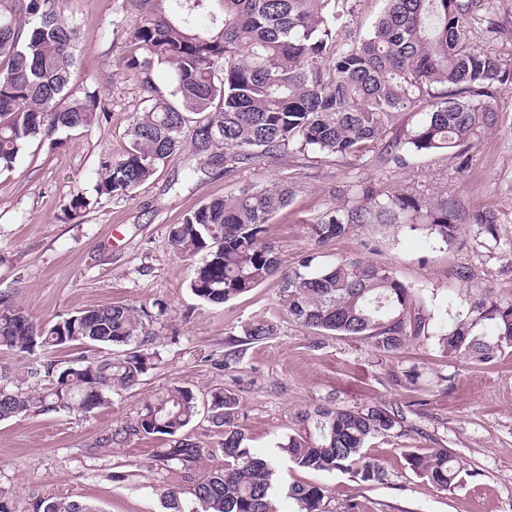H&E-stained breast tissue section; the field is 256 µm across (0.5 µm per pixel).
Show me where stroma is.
I'll return each instance as SVG.
<instances>
[{
  "instance_id": "stroma-1",
  "label": "stroma",
  "mask_w": 512,
  "mask_h": 512,
  "mask_svg": "<svg viewBox=\"0 0 512 512\" xmlns=\"http://www.w3.org/2000/svg\"><path fill=\"white\" fill-rule=\"evenodd\" d=\"M63 7L80 30L71 88L99 91L107 116L31 142L11 169L0 171V296L39 326L113 304L166 313L146 324L160 362L140 385L112 392L108 405L86 416L50 412L0 422V488L13 495L17 512H26L34 495L100 512H164L158 486L181 487L186 480L156 460L160 437L129 436L97 459L86 450L107 430L134 424L145 402L175 385L190 387L201 400L213 388L231 390L249 447L264 455L275 452L292 433L296 412L310 405L419 399L408 417L410 432L372 446L389 475L385 483L310 472L284 459L280 475L290 483L327 484L340 499L356 496L360 512H512V359L497 366L453 361L433 339L378 357L362 342L295 323L278 305L275 278L208 304L190 289L196 260L177 257L168 245L171 225L203 202L243 186L285 185L290 200L265 233L282 269L306 260L319 268L343 257L384 263L412 288L433 333L452 327L481 296L511 299L512 0H482L469 22L473 45L500 57L505 78L496 85V123L482 130L466 157L408 153L397 164L376 144L348 155L293 145L231 164L188 135L149 181L121 198L95 197L94 185L103 163L128 148L127 130L147 93L123 68L131 46L114 23V0H63ZM367 189L431 203L455 200L458 240L445 243L425 224H360L341 239L316 243L312 224L361 200ZM79 193L95 201L68 218ZM486 214L496 218L495 235L476 222ZM462 266L472 270L471 282L457 280ZM263 317L277 322L276 335L249 343L244 327ZM231 350L241 356L228 365ZM412 367L418 371L413 392L394 382ZM438 447L461 467L460 482L447 491L417 478L405 461L409 449Z\"/></svg>"
}]
</instances>
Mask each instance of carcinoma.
I'll use <instances>...</instances> for the list:
<instances>
[{
	"instance_id": "carcinoma-1",
	"label": "carcinoma",
	"mask_w": 512,
	"mask_h": 512,
	"mask_svg": "<svg viewBox=\"0 0 512 512\" xmlns=\"http://www.w3.org/2000/svg\"><path fill=\"white\" fill-rule=\"evenodd\" d=\"M118 23L131 19L132 50L126 70L153 93V73L172 71L168 95L148 99L128 130L129 147L102 166L96 195L128 196L150 179L194 124L198 141L232 151L247 164L257 151L301 148L347 155L378 142L399 112L416 110L420 122L385 146L427 154L473 147L481 130L496 120L493 84L497 56L472 45L468 19L478 0H385L386 6L363 38L340 34L348 0H116ZM80 48L79 31L62 0H0V170L10 169L29 142L61 129L90 127L105 108L98 92H70ZM290 190L242 188L211 199L186 214L169 231L170 249L200 257L190 282L206 303L222 304L280 276L278 302L300 325L323 335L365 342L380 356L402 353L429 338V317L412 289L384 264L341 258L317 271L280 272L265 242L266 224L288 204ZM425 223L443 242L459 234L454 204L433 206L412 195L378 198L333 209L313 225L316 239L346 236L356 224L375 219ZM148 312L125 305L91 308L39 327L0 300V348L32 355L76 343L109 350L57 368L34 360L14 377H0V421L38 412L86 415L109 403L118 389L140 384L157 368L144 320ZM277 332L268 319L249 323L247 340L262 342ZM442 352L456 360L496 364L512 353V300L480 298L468 317L437 337ZM50 386L36 391L31 381ZM238 400L215 388L199 404L193 391L174 386L143 406L131 431L159 435L156 458L189 474L205 449L183 436L203 418L224 436V466L188 478L186 487H162L167 512H276L283 495L295 512H360L353 497L336 504L321 483L281 485L276 462L246 446L238 428ZM412 404L354 407L317 405L296 414L298 430L277 443L295 467L332 474L348 472L364 483L388 480L369 453L377 438L405 435ZM408 468L433 487L458 483L460 466L445 448L407 451ZM32 512H95L77 501L36 500Z\"/></svg>"
}]
</instances>
